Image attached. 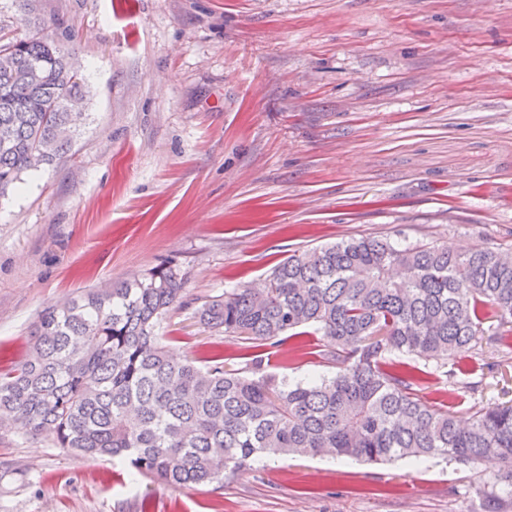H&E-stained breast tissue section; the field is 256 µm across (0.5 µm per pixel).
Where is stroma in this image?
I'll return each mask as SVG.
<instances>
[{
	"instance_id": "35a3bbf8",
	"label": "stroma",
	"mask_w": 512,
	"mask_h": 512,
	"mask_svg": "<svg viewBox=\"0 0 512 512\" xmlns=\"http://www.w3.org/2000/svg\"><path fill=\"white\" fill-rule=\"evenodd\" d=\"M33 14L90 95L69 154L0 197V371L45 308L171 260V356L308 382L320 333L255 348L196 309L350 238L512 256V0H0L5 30ZM418 366L458 419L512 401V348ZM0 463V512H486L500 469L261 456L174 489L12 430Z\"/></svg>"
}]
</instances>
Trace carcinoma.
<instances>
[{
    "label": "carcinoma",
    "mask_w": 512,
    "mask_h": 512,
    "mask_svg": "<svg viewBox=\"0 0 512 512\" xmlns=\"http://www.w3.org/2000/svg\"><path fill=\"white\" fill-rule=\"evenodd\" d=\"M88 85L48 33L0 27V196L21 175L71 149ZM171 261L116 286L43 310L30 353L0 375V426L85 457L119 458L171 488L222 483L258 454L330 452L370 463L440 455L463 466L487 456L512 486V404L461 424L424 400L415 367L389 356L457 361L475 347L512 344V260L478 245L455 253L375 237L294 253L263 288H229L197 310L202 325L253 343L313 327L330 377L253 379L169 357L160 325L184 292Z\"/></svg>",
    "instance_id": "carcinoma-1"
}]
</instances>
